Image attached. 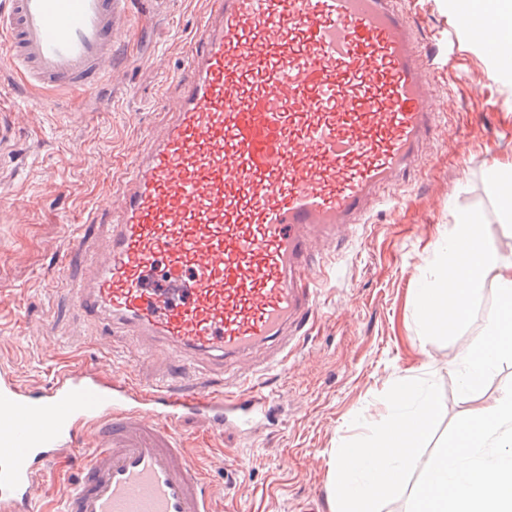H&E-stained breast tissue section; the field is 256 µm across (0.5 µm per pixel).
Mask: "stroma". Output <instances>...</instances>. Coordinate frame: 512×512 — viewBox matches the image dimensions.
Segmentation results:
<instances>
[{"instance_id":"stroma-1","label":"stroma","mask_w":512,"mask_h":512,"mask_svg":"<svg viewBox=\"0 0 512 512\" xmlns=\"http://www.w3.org/2000/svg\"><path fill=\"white\" fill-rule=\"evenodd\" d=\"M458 2L399 0L434 51L440 128L390 188L391 208L372 210L355 241L323 256L320 316L287 373L263 386L275 396L277 425L221 437L195 419L181 428L208 474L216 512H330L332 451L387 418L384 395L395 382L416 377L439 385L443 432L512 380V364L503 365L465 400L448 369L483 332L492 282L481 286L474 322L453 340L422 338L416 320L417 289L457 211L480 209L493 247L512 257V225L484 181L491 166L512 168V72L497 69L475 32L455 28ZM207 9L208 0H132L129 34L113 51L118 77L99 101L57 91L35 116L29 104L36 90L0 71V369L28 386H46L70 361L110 351L123 361L138 346L129 336L110 341L79 319L69 286L86 268H60L57 258L78 234L102 242L92 212L119 196V170L144 147L142 130L165 124L159 89L183 67L188 37ZM228 450L245 459L240 474L225 471ZM77 470L74 460L52 465L37 512H54Z\"/></svg>"}]
</instances>
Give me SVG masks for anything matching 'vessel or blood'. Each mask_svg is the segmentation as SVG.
I'll return each mask as SVG.
<instances>
[{
  "label": "vessel or blood",
  "instance_id": "vessel-or-blood-1",
  "mask_svg": "<svg viewBox=\"0 0 512 512\" xmlns=\"http://www.w3.org/2000/svg\"><path fill=\"white\" fill-rule=\"evenodd\" d=\"M129 0H8L0 70L98 96ZM168 120L99 203L106 240L70 291L80 314L140 337L139 357L199 362L288 349L318 314L321 249L386 203L439 126L430 53L393 0H209ZM256 387L136 382L74 361L44 388L0 373V512H33L50 466L83 460L61 512H213L184 448L189 418L253 426Z\"/></svg>",
  "mask_w": 512,
  "mask_h": 512
}]
</instances>
